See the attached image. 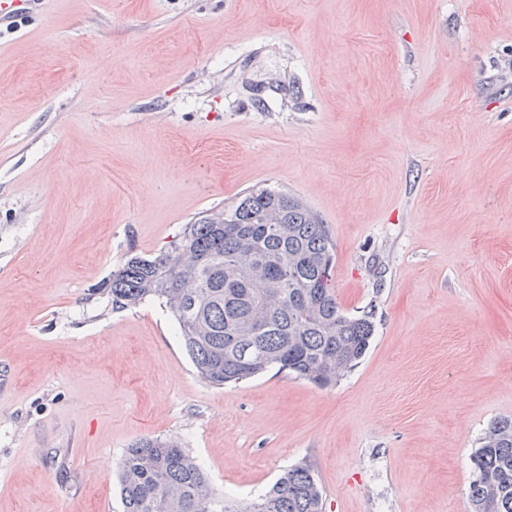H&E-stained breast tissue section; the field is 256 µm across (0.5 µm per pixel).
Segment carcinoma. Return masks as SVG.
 I'll use <instances>...</instances> for the list:
<instances>
[{"mask_svg": "<svg viewBox=\"0 0 512 512\" xmlns=\"http://www.w3.org/2000/svg\"><path fill=\"white\" fill-rule=\"evenodd\" d=\"M335 247L298 197L251 189L206 210L156 255L128 253L107 283L112 310L157 300L174 316L198 377L222 387L277 368L327 388L366 355L372 311L344 312ZM469 512H512V417L491 421L471 456ZM123 512H323L311 466L297 463L249 502L214 490L181 442L143 438L119 462Z\"/></svg>", "mask_w": 512, "mask_h": 512, "instance_id": "obj_1", "label": "carcinoma"}]
</instances>
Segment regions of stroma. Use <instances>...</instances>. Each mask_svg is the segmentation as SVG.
<instances>
[{"label": "stroma", "mask_w": 512, "mask_h": 512, "mask_svg": "<svg viewBox=\"0 0 512 512\" xmlns=\"http://www.w3.org/2000/svg\"><path fill=\"white\" fill-rule=\"evenodd\" d=\"M0 27V512H121L178 438L239 499L308 462L325 512H469L512 416V0H44ZM327 224L374 308L335 387L217 388L171 313L113 311L128 252L243 191Z\"/></svg>", "instance_id": "stroma-1"}]
</instances>
